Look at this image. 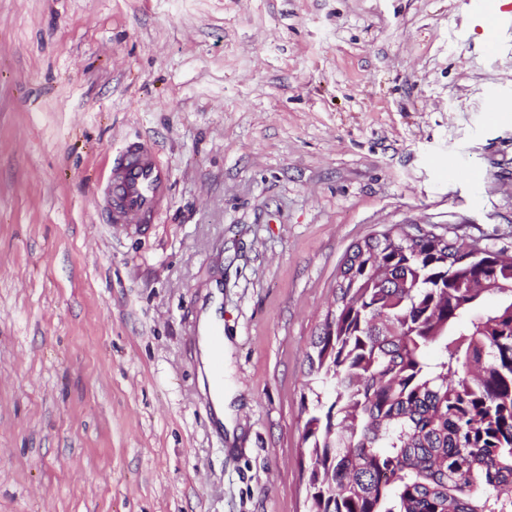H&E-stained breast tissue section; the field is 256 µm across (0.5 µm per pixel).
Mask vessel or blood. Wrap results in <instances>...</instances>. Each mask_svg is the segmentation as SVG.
Returning a JSON list of instances; mask_svg holds the SVG:
<instances>
[{
	"label": "vessel or blood",
	"instance_id": "vessel-or-blood-1",
	"mask_svg": "<svg viewBox=\"0 0 512 512\" xmlns=\"http://www.w3.org/2000/svg\"><path fill=\"white\" fill-rule=\"evenodd\" d=\"M169 188V172L155 148L137 140L126 143L112 157V167L96 208L107 223L124 229H139L159 213ZM212 359L210 381L222 389L224 338L222 329L210 333Z\"/></svg>",
	"mask_w": 512,
	"mask_h": 512
}]
</instances>
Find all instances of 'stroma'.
Instances as JSON below:
<instances>
[{"label": "stroma", "mask_w": 512, "mask_h": 512, "mask_svg": "<svg viewBox=\"0 0 512 512\" xmlns=\"http://www.w3.org/2000/svg\"><path fill=\"white\" fill-rule=\"evenodd\" d=\"M468 17L0 0V512H306L307 355L352 247L419 224L512 253V26ZM140 137L171 182L129 236L95 201ZM215 283L232 439L199 385Z\"/></svg>", "instance_id": "35a3bbf8"}]
</instances>
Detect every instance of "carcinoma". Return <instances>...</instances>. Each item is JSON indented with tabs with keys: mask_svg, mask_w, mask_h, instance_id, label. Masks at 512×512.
Returning a JSON list of instances; mask_svg holds the SVG:
<instances>
[{
	"mask_svg": "<svg viewBox=\"0 0 512 512\" xmlns=\"http://www.w3.org/2000/svg\"><path fill=\"white\" fill-rule=\"evenodd\" d=\"M501 254L400 224L346 257L309 355L308 512H512Z\"/></svg>",
	"mask_w": 512,
	"mask_h": 512,
	"instance_id": "carcinoma-1",
	"label": "carcinoma"
}]
</instances>
